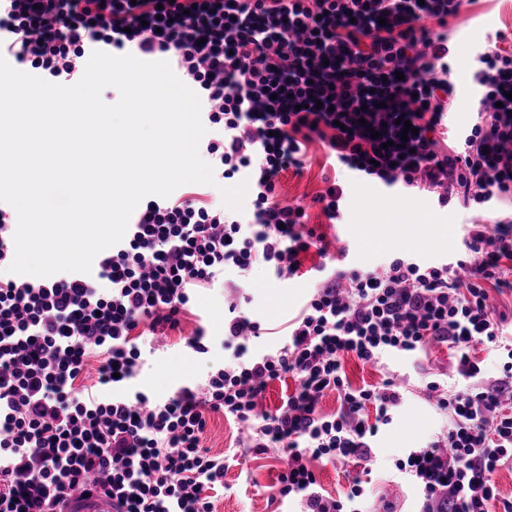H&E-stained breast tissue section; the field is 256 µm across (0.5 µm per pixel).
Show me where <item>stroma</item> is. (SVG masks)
I'll return each instance as SVG.
<instances>
[{"label": "stroma", "instance_id": "35a3bbf8", "mask_svg": "<svg viewBox=\"0 0 512 512\" xmlns=\"http://www.w3.org/2000/svg\"><path fill=\"white\" fill-rule=\"evenodd\" d=\"M512 34V0H489L486 7L462 5L456 19L451 20L448 35L456 47L449 60L456 81V96L448 114L451 130L472 125L475 105L468 78L475 64V48L489 49L490 33ZM321 141L307 146V161L302 174L287 170L277 179V198L285 204L305 206L308 222L322 234L330 257L347 250L344 264L348 267L372 269L387 263L394 253H404L424 262L451 257L463 247L471 225L483 222L487 214L480 206L466 210L458 203L440 205L435 194L422 191L420 220L412 223L403 209L404 197L383 189L368 180L344 179V199L340 222L322 213L315 197L323 193L336 177ZM321 262L316 252L303 259V272L291 280L276 279L262 266L256 267L249 288L246 311L262 325H279L293 318L310 296ZM180 332L172 333L163 349L150 355L136 384L157 397H165L183 383L205 379L210 366L230 360L223 347L224 286L197 294ZM204 326L209 338V352L200 355L183 344L184 337ZM343 369L352 388L381 385L387 379L404 386L406 401L390 424L380 427L374 438L373 455L362 461L315 462L317 480L326 494L346 498L353 479L363 482L364 494L353 501L357 512H418L419 497L405 474L394 463L410 448L424 446L446 423L445 413L426 400L423 385L432 375L452 380L453 363L422 354L404 359L386 355L376 363H365L355 355H347ZM415 415L414 431L405 432L406 415ZM253 429L213 413L208 418L204 445L211 454L224 459V485L213 490L214 512H300L295 500L279 497L276 483L283 467L281 457L257 452L252 447Z\"/></svg>", "mask_w": 512, "mask_h": 512}]
</instances>
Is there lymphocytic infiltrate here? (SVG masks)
I'll list each match as a JSON object with an SVG mask.
<instances>
[{"mask_svg": "<svg viewBox=\"0 0 512 512\" xmlns=\"http://www.w3.org/2000/svg\"><path fill=\"white\" fill-rule=\"evenodd\" d=\"M461 0H0V56L53 83L76 81L95 49L163 56L197 90L203 144L217 181L246 180L249 217L226 216L207 188L149 200L90 273L0 277V512H56L71 492L103 489L119 512H213L224 460L203 448L207 415L260 421L254 446L288 451L281 497L302 512H345L310 463L367 458L403 401L392 382L352 389L341 359L418 353L428 337L456 353L464 388L428 397L446 428L395 467L420 512H489L496 471L512 463V344L491 289L512 290V220L475 224L453 261L399 255L375 269L337 267L289 320L284 344L248 356L259 322L230 304L224 346L234 359L203 384L158 398L137 388L145 337L179 330L190 300L226 268L290 280L320 242L303 208L276 200V179L302 168L306 142L326 143L346 176L387 189L437 190L441 205L512 198V53H477V121L444 152L455 93L448 22ZM414 132L404 135L402 123ZM507 357L486 377L476 345ZM97 379L84 383L88 366ZM296 387L273 412L268 383ZM337 392L325 415L319 403Z\"/></svg>", "mask_w": 512, "mask_h": 512, "instance_id": "obj_1", "label": "lymphocytic infiltrate"}]
</instances>
